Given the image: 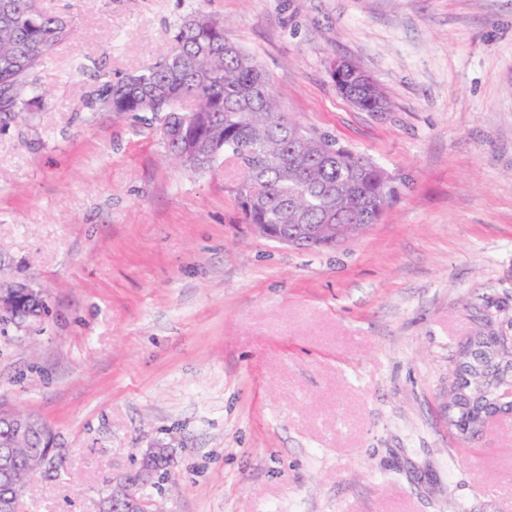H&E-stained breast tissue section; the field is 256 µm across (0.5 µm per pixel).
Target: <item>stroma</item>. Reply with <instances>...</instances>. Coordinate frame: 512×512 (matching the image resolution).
<instances>
[{
    "label": "stroma",
    "instance_id": "1",
    "mask_svg": "<svg viewBox=\"0 0 512 512\" xmlns=\"http://www.w3.org/2000/svg\"><path fill=\"white\" fill-rule=\"evenodd\" d=\"M70 37L44 98L0 122V288L47 316L0 323V404L66 450L24 512H99L113 478L172 450L159 512H512V417L464 449L448 375L512 319V0H42ZM224 21L302 125L410 186L343 247L245 224L223 162L169 163L161 121L89 108L181 18ZM390 102L363 112L336 59ZM356 65L346 59H337L331 69V77L339 92H346L348 85L355 78H364L365 75L356 69Z\"/></svg>",
    "mask_w": 512,
    "mask_h": 512
}]
</instances>
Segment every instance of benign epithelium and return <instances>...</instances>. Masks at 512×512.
<instances>
[{
  "mask_svg": "<svg viewBox=\"0 0 512 512\" xmlns=\"http://www.w3.org/2000/svg\"><path fill=\"white\" fill-rule=\"evenodd\" d=\"M331 77L336 90L344 92L348 89V82L363 77L356 69V65L346 59H338L331 69ZM321 237L319 227L315 224H302L294 228L293 232L283 229V232L272 237V241L294 249L303 250L305 246L315 242ZM45 302L41 293L27 286L10 288L3 292L0 290V322L11 323L19 327L26 323L43 318ZM458 370L451 382L452 390L457 394L473 391L478 380L466 372L462 361H457ZM512 415V385L501 388L496 399V407L489 410L485 420L495 417ZM5 423L17 438H29L37 433L45 439V447L29 453L22 465L13 462L11 450L8 448L0 452V477L20 489H25L30 480L38 473H47L50 465L57 459V437L49 425L36 423L29 415L19 412L0 410V423ZM151 481V474L141 475L139 482L135 483L128 477L113 482L110 499L102 501L101 512H150V504L138 494V486Z\"/></svg>",
  "mask_w": 512,
  "mask_h": 512,
  "instance_id": "benign-epithelium-1",
  "label": "benign epithelium"
}]
</instances>
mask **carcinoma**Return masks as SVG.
I'll list each match as a JSON object with an SVG mask.
<instances>
[{
  "instance_id": "obj_1",
  "label": "carcinoma",
  "mask_w": 512,
  "mask_h": 512,
  "mask_svg": "<svg viewBox=\"0 0 512 512\" xmlns=\"http://www.w3.org/2000/svg\"><path fill=\"white\" fill-rule=\"evenodd\" d=\"M71 21L44 10L37 0H0V87L8 95L0 115L26 112L42 100L36 74L42 62L67 39ZM91 103L106 102L115 114H160L169 155L204 171L224 157L239 172L232 191L249 224H370L362 204L384 212L398 197L380 167L324 134L287 117L262 66L224 28V23L190 13L176 28L170 46L134 73L95 76ZM355 92L390 108L372 83ZM478 336L469 360L490 386L502 378L506 357L486 351ZM468 441L479 438L476 421L491 397L468 394Z\"/></svg>"
}]
</instances>
